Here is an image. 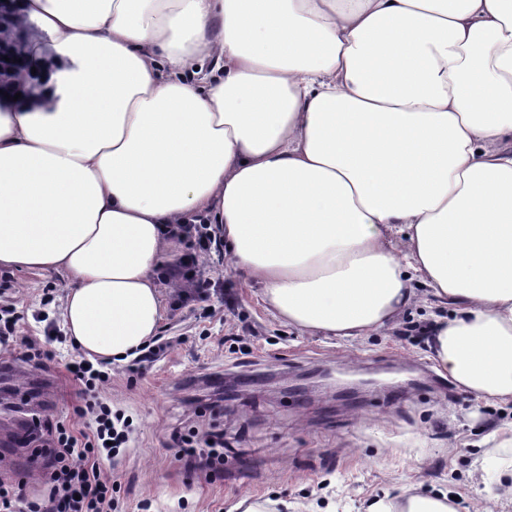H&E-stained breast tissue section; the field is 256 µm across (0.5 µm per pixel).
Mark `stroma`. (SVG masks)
<instances>
[{"instance_id": "stroma-1", "label": "stroma", "mask_w": 512, "mask_h": 512, "mask_svg": "<svg viewBox=\"0 0 512 512\" xmlns=\"http://www.w3.org/2000/svg\"><path fill=\"white\" fill-rule=\"evenodd\" d=\"M200 271L216 289L203 302L168 303L159 330L168 353L134 372L113 363L102 391L131 423L126 448L102 462L112 512H230L246 494L285 499L300 512L317 504L363 512L410 484L451 490L457 512H512L498 495L512 478V452L494 437L512 421V405L475 398L438 374L423 305L369 336H306L267 309L259 285L228 271L223 253L204 257ZM10 276L0 306L18 313L19 336L45 339L47 321L62 320L64 279ZM45 341L54 360L44 367L0 347V419L49 415L85 430L67 372L81 354L69 340ZM192 426L223 434L221 470L178 459L172 435ZM31 453L0 447V474L35 498L44 487Z\"/></svg>"}]
</instances>
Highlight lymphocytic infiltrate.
Instances as JSON below:
<instances>
[{
    "mask_svg": "<svg viewBox=\"0 0 512 512\" xmlns=\"http://www.w3.org/2000/svg\"><path fill=\"white\" fill-rule=\"evenodd\" d=\"M171 239L183 244L184 250L177 266L164 269L165 277L179 281L190 300H206L212 284L199 274V261L218 240L207 222L174 225ZM79 387L84 405L80 418L89 424L88 433L75 436L69 425L60 420H39L34 425L36 436L45 438L48 453L37 460L46 494L30 500L16 494L13 486L0 482V512H112V480L101 466L102 455L113 454L129 440L127 426H120L112 418V410L102 402L97 392L109 379L108 371L84 367L75 363L69 369ZM176 447L182 457L201 466L218 469L224 464V437L215 433L205 437L198 432H175Z\"/></svg>",
    "mask_w": 512,
    "mask_h": 512,
    "instance_id": "lymphocytic-infiltrate-1",
    "label": "lymphocytic infiltrate"
}]
</instances>
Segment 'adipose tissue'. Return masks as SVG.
I'll return each mask as SVG.
<instances>
[{
    "instance_id": "obj_1",
    "label": "adipose tissue",
    "mask_w": 512,
    "mask_h": 512,
    "mask_svg": "<svg viewBox=\"0 0 512 512\" xmlns=\"http://www.w3.org/2000/svg\"><path fill=\"white\" fill-rule=\"evenodd\" d=\"M16 7L56 63L0 94V267L65 278L81 353L157 335L167 228L202 215L284 324L367 336L431 299L438 373L512 404V0ZM366 512L456 509L411 484Z\"/></svg>"
}]
</instances>
